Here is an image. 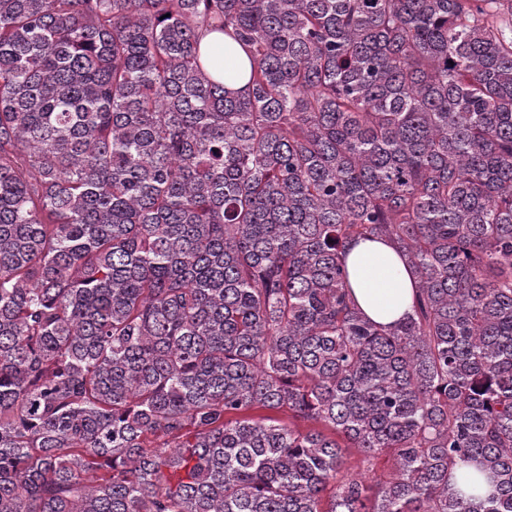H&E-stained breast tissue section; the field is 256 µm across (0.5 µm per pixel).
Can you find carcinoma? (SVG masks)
<instances>
[{"mask_svg":"<svg viewBox=\"0 0 512 512\" xmlns=\"http://www.w3.org/2000/svg\"><path fill=\"white\" fill-rule=\"evenodd\" d=\"M0 512H512V0H0ZM345 266L353 296L367 317L390 324L412 313L413 279L388 243L352 242L345 251Z\"/></svg>","mask_w":512,"mask_h":512,"instance_id":"carcinoma-1","label":"carcinoma"}]
</instances>
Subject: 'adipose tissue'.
<instances>
[{"label": "adipose tissue", "instance_id": "ef3b65f1", "mask_svg": "<svg viewBox=\"0 0 512 512\" xmlns=\"http://www.w3.org/2000/svg\"><path fill=\"white\" fill-rule=\"evenodd\" d=\"M353 296L370 319L395 323L412 312L414 283L395 250L381 240H360L345 251Z\"/></svg>", "mask_w": 512, "mask_h": 512}]
</instances>
